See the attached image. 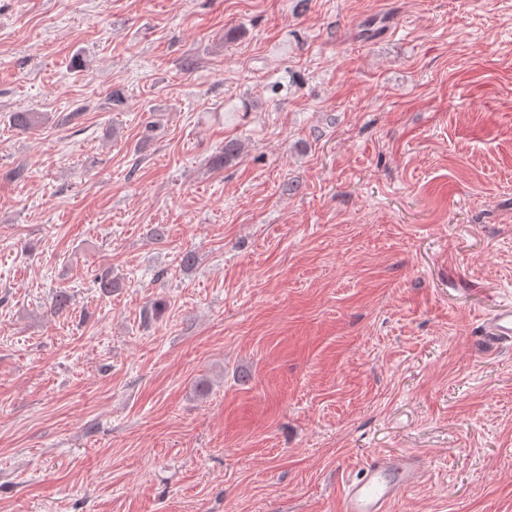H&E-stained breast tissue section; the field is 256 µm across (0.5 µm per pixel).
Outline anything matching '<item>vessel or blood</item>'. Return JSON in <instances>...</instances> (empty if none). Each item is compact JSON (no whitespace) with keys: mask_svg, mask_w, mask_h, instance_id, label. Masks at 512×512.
Here are the masks:
<instances>
[{"mask_svg":"<svg viewBox=\"0 0 512 512\" xmlns=\"http://www.w3.org/2000/svg\"><path fill=\"white\" fill-rule=\"evenodd\" d=\"M479 336L486 349L495 351L512 343V304H501L482 315ZM424 469L412 454L378 452L359 473L346 480L337 494V512H390L397 495L414 486Z\"/></svg>","mask_w":512,"mask_h":512,"instance_id":"b4317fda","label":"vessel or blood"}]
</instances>
